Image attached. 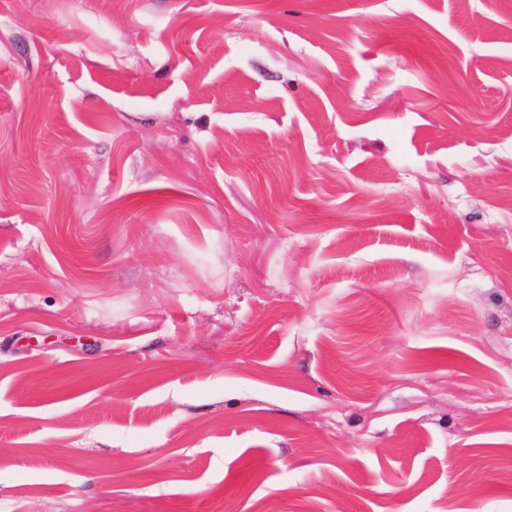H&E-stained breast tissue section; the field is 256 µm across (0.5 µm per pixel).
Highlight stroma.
<instances>
[{
    "label": "stroma",
    "mask_w": 512,
    "mask_h": 512,
    "mask_svg": "<svg viewBox=\"0 0 512 512\" xmlns=\"http://www.w3.org/2000/svg\"><path fill=\"white\" fill-rule=\"evenodd\" d=\"M512 0H0V512H512Z\"/></svg>",
    "instance_id": "obj_1"
}]
</instances>
